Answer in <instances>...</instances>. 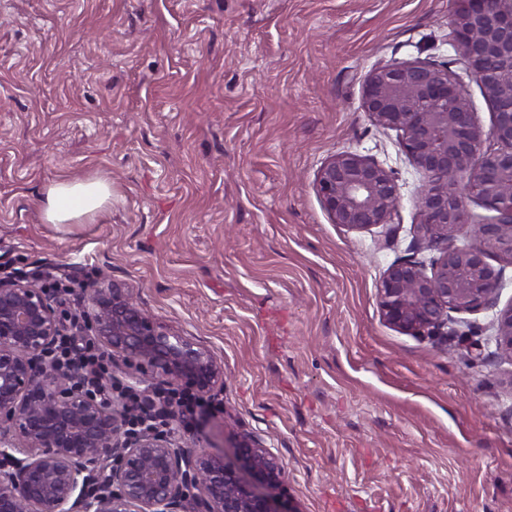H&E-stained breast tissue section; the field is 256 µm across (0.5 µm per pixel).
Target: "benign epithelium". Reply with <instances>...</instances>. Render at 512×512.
I'll return each mask as SVG.
<instances>
[{
    "label": "benign epithelium",
    "mask_w": 512,
    "mask_h": 512,
    "mask_svg": "<svg viewBox=\"0 0 512 512\" xmlns=\"http://www.w3.org/2000/svg\"><path fill=\"white\" fill-rule=\"evenodd\" d=\"M451 40L465 72L493 108L489 132L476 122L460 76L424 60L378 64L364 76L361 107L396 130L425 177L417 195V240L429 262L391 265L377 288L382 321L410 336H435L451 311L496 306L512 265V0H453ZM497 149L481 152L484 137ZM314 189L332 222L351 231L388 224L399 201L395 172L372 156L340 151L320 165ZM494 212L468 224L464 199ZM45 277L0 279V512H280L224 460L168 434L130 431L129 408L86 392L72 365L55 358L69 334ZM82 318L112 366L147 385L155 378L208 393L224 384L209 349L153 318L132 289L107 276L90 288ZM497 352L512 361V303L496 317ZM240 459L278 484L275 456L247 438Z\"/></svg>",
    "instance_id": "obj_1"
}]
</instances>
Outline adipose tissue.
<instances>
[{
	"instance_id": "1",
	"label": "adipose tissue",
	"mask_w": 512,
	"mask_h": 512,
	"mask_svg": "<svg viewBox=\"0 0 512 512\" xmlns=\"http://www.w3.org/2000/svg\"><path fill=\"white\" fill-rule=\"evenodd\" d=\"M46 224H86L112 205V184L103 177L58 180L47 184L39 199Z\"/></svg>"
}]
</instances>
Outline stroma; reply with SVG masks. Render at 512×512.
Returning <instances> with one entry per match:
<instances>
[{
	"instance_id": "stroma-1",
	"label": "stroma",
	"mask_w": 512,
	"mask_h": 512,
	"mask_svg": "<svg viewBox=\"0 0 512 512\" xmlns=\"http://www.w3.org/2000/svg\"><path fill=\"white\" fill-rule=\"evenodd\" d=\"M452 0H0V270L100 272L224 366L174 439L240 465L259 440L282 512H512V361L495 309L405 335L387 268L429 261L423 177L361 107L376 64L461 71ZM352 150L393 167L391 225L332 223L313 182ZM103 175L112 208L46 224L41 189ZM238 448L244 466L258 481L278 484L284 478L285 472L275 456L259 442L247 438Z\"/></svg>"
}]
</instances>
